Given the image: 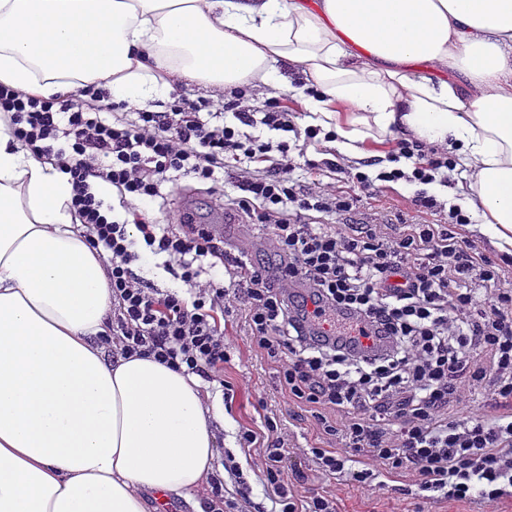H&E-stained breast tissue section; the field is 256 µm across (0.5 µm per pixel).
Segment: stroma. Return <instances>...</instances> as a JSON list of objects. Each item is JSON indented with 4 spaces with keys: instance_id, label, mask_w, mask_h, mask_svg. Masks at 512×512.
I'll list each match as a JSON object with an SVG mask.
<instances>
[{
    "instance_id": "35a3bbf8",
    "label": "stroma",
    "mask_w": 512,
    "mask_h": 512,
    "mask_svg": "<svg viewBox=\"0 0 512 512\" xmlns=\"http://www.w3.org/2000/svg\"><path fill=\"white\" fill-rule=\"evenodd\" d=\"M411 190L396 184L377 193L374 198H362L351 214L354 223L387 222L394 215L411 213ZM221 202L215 201L207 191L198 189L192 178L180 180L169 195L165 209L146 207L149 219L164 224L173 217L190 211L197 218H206L223 212ZM233 341L230 362L224 366V382L230 385L234 397L224 411V425L217 430L219 447L234 452L237 461L248 476L254 502L268 503L269 498L255 475L260 463L257 453H244L238 444L240 430L264 429L267 420H274L279 428L290 430L295 444L309 448L328 447V440L319 435L309 413L297 408L280 390L278 365L258 352L251 342L250 330L242 311H235L224 320ZM404 478H389L386 485L358 488L342 481L309 472L300 486L302 495L331 496L336 500L338 512H512V501L500 503L454 502L431 500L428 502L404 494Z\"/></svg>"
}]
</instances>
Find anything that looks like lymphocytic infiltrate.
I'll return each instance as SVG.
<instances>
[{
  "instance_id": "1",
  "label": "lymphocytic infiltrate",
  "mask_w": 512,
  "mask_h": 512,
  "mask_svg": "<svg viewBox=\"0 0 512 512\" xmlns=\"http://www.w3.org/2000/svg\"><path fill=\"white\" fill-rule=\"evenodd\" d=\"M0 114L22 148L69 177L71 206L112 290L102 342L113 354L222 382L232 347L222 319L242 307L253 344L280 365L282 390L333 442L308 448L317 473L362 487L406 477L425 501L512 500V269L462 236L470 213L429 194L428 185L451 182L447 151L398 138L390 168L373 174L358 162L307 159L316 179L306 186L292 176L296 155L336 134L299 127L283 100L256 107L241 91L227 101L177 94L159 111L121 112L104 97L84 106L0 85ZM266 130L285 137L263 139ZM229 159L240 168L224 204L266 230L272 264L243 248L229 255L219 225L186 213L171 224L145 217L163 185L188 175L219 194ZM324 173L344 174L345 185L322 187ZM400 181L413 188L415 212L402 232L333 223L362 194ZM441 211L447 223H429ZM147 252L178 266L183 289L136 273ZM474 400L482 413L456 414ZM239 444L262 456L258 478L277 512H336L333 497L299 494L305 473L286 472L288 440L276 424L242 430ZM219 463L204 512H266L234 457Z\"/></svg>"
}]
</instances>
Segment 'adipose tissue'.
<instances>
[{"label":"adipose tissue","instance_id":"adipose-tissue-1","mask_svg":"<svg viewBox=\"0 0 512 512\" xmlns=\"http://www.w3.org/2000/svg\"><path fill=\"white\" fill-rule=\"evenodd\" d=\"M282 63L344 153L400 135L467 162V206L512 246V0H0V85L18 90L102 81L143 107L160 70L221 92L280 86ZM71 199L0 119V512H149L208 484L224 406L100 343L112 291Z\"/></svg>","mask_w":512,"mask_h":512}]
</instances>
